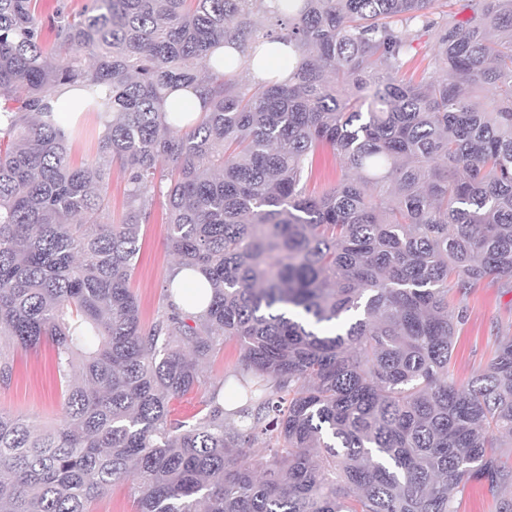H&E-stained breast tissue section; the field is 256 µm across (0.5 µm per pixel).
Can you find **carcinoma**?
Returning a JSON list of instances; mask_svg holds the SVG:
<instances>
[{"label": "carcinoma", "instance_id": "carcinoma-1", "mask_svg": "<svg viewBox=\"0 0 512 512\" xmlns=\"http://www.w3.org/2000/svg\"><path fill=\"white\" fill-rule=\"evenodd\" d=\"M259 3L60 0L43 23L0 0V383L45 339L67 383L50 426L0 410V512H90L129 480L137 512H459L471 482L512 512V338L464 383L452 365L476 288L512 292V0ZM426 33L442 75L406 80ZM274 41L288 81L210 74ZM76 82L104 127L80 167L44 105ZM184 84L198 121L166 107ZM158 191L209 303L180 314L170 277L146 328L129 281ZM228 342L231 378L204 379ZM194 389L200 416L171 417ZM177 103L194 114L197 117L203 111L202 101L197 97L192 87L180 85V87L172 88L166 98V104ZM339 173V165L329 151L322 153L313 168L309 189L316 192L328 190L335 182ZM110 220L119 223L126 209V181L119 169L112 170V180L109 184Z\"/></svg>", "mask_w": 512, "mask_h": 512}]
</instances>
